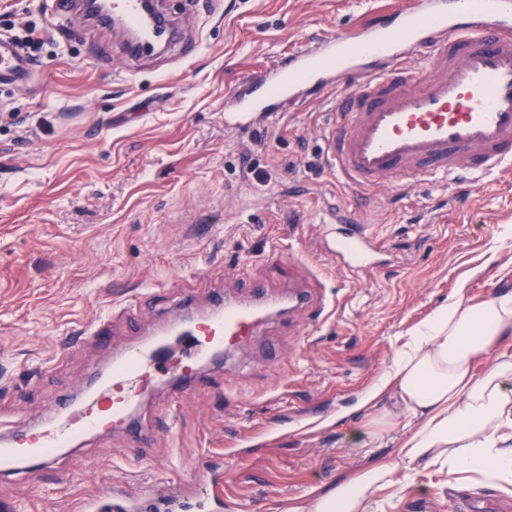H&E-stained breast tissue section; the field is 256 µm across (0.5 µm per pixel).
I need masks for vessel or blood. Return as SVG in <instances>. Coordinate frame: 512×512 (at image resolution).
Returning a JSON list of instances; mask_svg holds the SVG:
<instances>
[{"label":"vessel or blood","instance_id":"b4317fda","mask_svg":"<svg viewBox=\"0 0 512 512\" xmlns=\"http://www.w3.org/2000/svg\"><path fill=\"white\" fill-rule=\"evenodd\" d=\"M140 25L139 0H111L101 23ZM36 67L16 44L0 37V85L27 86ZM354 77L337 102L327 162L349 188L373 190L439 175L474 181L512 166V0H414L378 12L368 23L323 37L243 80L224 111V128L252 129L280 102ZM326 247L353 276L382 265L369 225L346 215L327 227ZM179 314L131 349L113 355L78 390L61 395L44 419L0 438V478L55 470L66 450L112 431L144 444L156 436L135 410L148 381L169 388L167 425L201 388L204 365L246 350L269 318L324 308L321 277L272 287L250 279L241 297L213 296L205 309L184 291ZM223 469L206 467L210 512H223ZM153 487L129 493L115 484L88 501L83 512H150Z\"/></svg>","mask_w":512,"mask_h":512}]
</instances>
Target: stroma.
Returning <instances> with one entry per match:
<instances>
[{"mask_svg":"<svg viewBox=\"0 0 512 512\" xmlns=\"http://www.w3.org/2000/svg\"><path fill=\"white\" fill-rule=\"evenodd\" d=\"M400 0H162L181 22L192 57L174 48L130 55L113 30L86 21L47 27V0H0V36L26 23L47 29L33 82L0 88V435L42 414L113 353L176 315L149 292L196 288L239 294L228 268L282 282L317 267L334 298L323 324L312 311L272 322L248 351L207 374L180 412L176 445L130 449L121 433L66 455L50 480L0 479V502L22 512H80L112 483L137 487L199 477L224 466L233 512H277L388 461L411 430L401 418L366 428L359 395L392 364L397 339L458 285L474 301L512 290V170L493 189L425 181L360 192L323 164L341 95L332 87L299 108L281 106L247 133L224 128L236 83L364 23ZM371 225L392 265L359 282L323 249L325 211ZM136 307V328L112 324L108 345L86 339L59 355L63 337L112 309ZM55 367L42 371L43 362ZM400 498L379 512H486L512 493L470 472L458 480L399 471Z\"/></svg>","mask_w":512,"mask_h":512,"instance_id":"obj_1","label":"stroma"}]
</instances>
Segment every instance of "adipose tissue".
Wrapping results in <instances>:
<instances>
[{
  "instance_id": "obj_1",
  "label": "adipose tissue",
  "mask_w": 512,
  "mask_h": 512,
  "mask_svg": "<svg viewBox=\"0 0 512 512\" xmlns=\"http://www.w3.org/2000/svg\"><path fill=\"white\" fill-rule=\"evenodd\" d=\"M483 373H475L479 359ZM414 421L389 463L359 470L335 489L310 493L285 512H371L399 467L421 465L452 476L477 472L512 489V291L472 302L465 287L398 341L393 365L359 400L382 396Z\"/></svg>"
}]
</instances>
